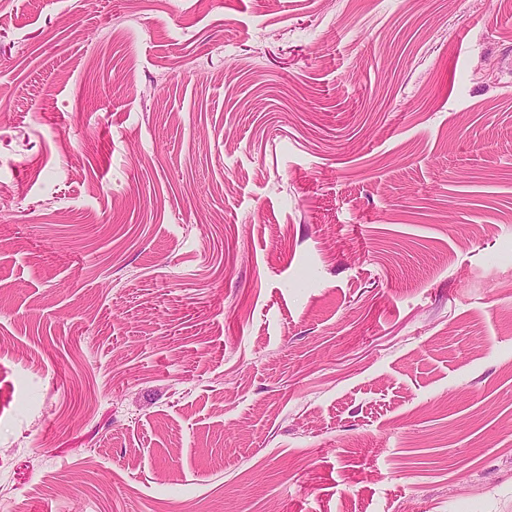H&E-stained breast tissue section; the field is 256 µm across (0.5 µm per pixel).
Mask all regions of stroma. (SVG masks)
Listing matches in <instances>:
<instances>
[{"label": "stroma", "mask_w": 512, "mask_h": 512, "mask_svg": "<svg viewBox=\"0 0 512 512\" xmlns=\"http://www.w3.org/2000/svg\"><path fill=\"white\" fill-rule=\"evenodd\" d=\"M12 512H512V0H0Z\"/></svg>", "instance_id": "obj_1"}]
</instances>
